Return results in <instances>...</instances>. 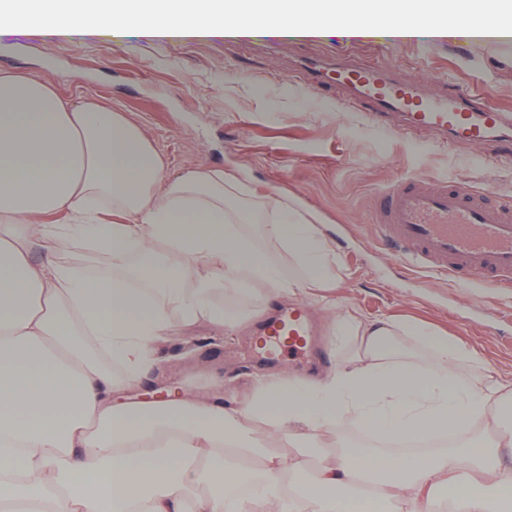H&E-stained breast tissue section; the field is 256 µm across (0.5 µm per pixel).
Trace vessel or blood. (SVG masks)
<instances>
[{"label": "vessel or blood", "mask_w": 512, "mask_h": 512, "mask_svg": "<svg viewBox=\"0 0 512 512\" xmlns=\"http://www.w3.org/2000/svg\"><path fill=\"white\" fill-rule=\"evenodd\" d=\"M436 12L395 9L368 18L371 28L409 29L435 22ZM308 84L344 90L353 106L394 119L402 131L433 132L457 144L495 145L512 142V110L485 106L467 87L443 81L427 93L416 82L386 65L327 64L309 59L300 66ZM375 230L414 265L449 281L473 274L494 284L512 279V210L486 206L471 187L420 181L397 182L379 197ZM254 353L262 364L275 366L283 354L323 356L319 331L310 308L301 302L277 307L254 330Z\"/></svg>", "instance_id": "b4317fda"}]
</instances>
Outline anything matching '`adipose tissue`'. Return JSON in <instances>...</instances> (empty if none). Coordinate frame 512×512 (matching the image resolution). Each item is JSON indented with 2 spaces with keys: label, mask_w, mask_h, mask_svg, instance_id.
Instances as JSON below:
<instances>
[{
  "label": "adipose tissue",
  "mask_w": 512,
  "mask_h": 512,
  "mask_svg": "<svg viewBox=\"0 0 512 512\" xmlns=\"http://www.w3.org/2000/svg\"><path fill=\"white\" fill-rule=\"evenodd\" d=\"M340 0L368 34L366 16L394 3ZM289 0L293 19L270 27L253 12L227 20L225 0H0V32L99 34L121 41L300 37L321 33ZM381 38L448 36L501 44L512 24L389 28ZM258 225L252 237L250 225ZM97 250L110 271L91 274L58 245ZM283 249L288 264L270 247ZM339 264L318 218L294 196L251 189L223 171L169 172L125 112L63 93L47 79L0 71V512H432L436 494L466 483L455 512H512V380H469L478 359L418 324L347 314L354 349L318 382L263 386L244 412L194 392L176 399H114L147 370L172 319L233 325L215 296L266 285L291 295L326 288ZM419 342L424 357L406 345ZM112 368L100 365V358ZM285 436L291 455L254 448L245 425ZM370 429L371 446L338 448L305 469L301 449L323 432ZM458 433L424 459L383 444ZM307 472L301 496L286 480ZM245 482L246 496H225ZM204 484L208 495H196Z\"/></svg>",
  "instance_id": "obj_1"
}]
</instances>
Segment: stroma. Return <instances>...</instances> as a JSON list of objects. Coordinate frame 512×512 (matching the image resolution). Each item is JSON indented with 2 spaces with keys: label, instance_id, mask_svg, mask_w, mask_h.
<instances>
[{
  "label": "stroma",
  "instance_id": "1",
  "mask_svg": "<svg viewBox=\"0 0 512 512\" xmlns=\"http://www.w3.org/2000/svg\"><path fill=\"white\" fill-rule=\"evenodd\" d=\"M321 57L385 63L431 93L449 75L486 103L512 108V46L444 38L348 40L330 32L304 39L122 42L97 35L53 42L0 35L1 69L48 79L67 93L127 112L173 171L219 168L243 184L294 195L320 218L340 259L335 288L305 298L325 338L319 371L293 357L274 372L249 364L254 322L273 304L293 301L264 286L260 298L225 301L238 319L223 335L207 324L173 323L155 349L153 368L119 397L146 400L190 389L241 410L259 378L315 381L349 356L352 345L336 325L346 312L364 320L423 322L474 350L481 375L512 378V283L452 286L409 270L370 231L377 193L415 175L467 185L489 206L512 207V160L494 158L489 146L403 133L350 107L345 92L315 91L290 76L293 61Z\"/></svg>",
  "mask_w": 512,
  "mask_h": 512
}]
</instances>
